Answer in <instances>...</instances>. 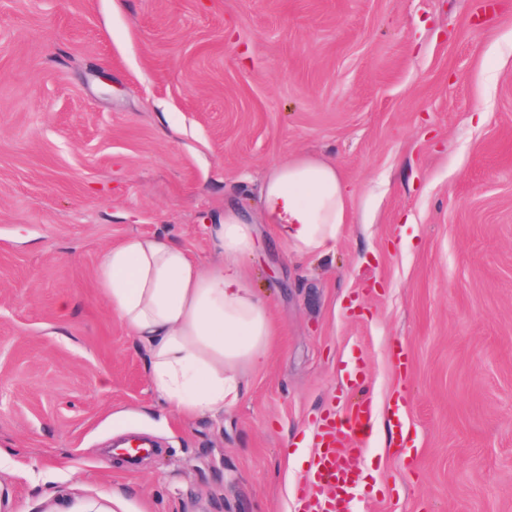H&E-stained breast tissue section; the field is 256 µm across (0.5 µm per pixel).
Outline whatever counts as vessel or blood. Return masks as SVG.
Here are the masks:
<instances>
[{
    "label": "vessel or blood",
    "mask_w": 512,
    "mask_h": 512,
    "mask_svg": "<svg viewBox=\"0 0 512 512\" xmlns=\"http://www.w3.org/2000/svg\"><path fill=\"white\" fill-rule=\"evenodd\" d=\"M374 415L368 394H360L342 419L326 418L316 430L312 470L300 483V512H350L358 474L351 463L361 454Z\"/></svg>",
    "instance_id": "b4317fda"
}]
</instances>
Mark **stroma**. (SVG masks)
I'll use <instances>...</instances> for the list:
<instances>
[{
    "instance_id": "1",
    "label": "stroma",
    "mask_w": 512,
    "mask_h": 512,
    "mask_svg": "<svg viewBox=\"0 0 512 512\" xmlns=\"http://www.w3.org/2000/svg\"><path fill=\"white\" fill-rule=\"evenodd\" d=\"M0 0V493L7 512H297L314 427L363 364L352 512H512V0ZM335 163L326 259L256 227L280 328L185 418L107 307L100 253L208 215L272 163ZM407 422L405 435L390 425Z\"/></svg>"
}]
</instances>
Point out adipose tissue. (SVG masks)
<instances>
[{
    "label": "adipose tissue",
    "mask_w": 512,
    "mask_h": 512,
    "mask_svg": "<svg viewBox=\"0 0 512 512\" xmlns=\"http://www.w3.org/2000/svg\"><path fill=\"white\" fill-rule=\"evenodd\" d=\"M349 196L333 163L294 156L265 173L254 218L233 208L211 217L209 266L160 235H130L101 253L98 286L146 351L153 392L175 412L220 414L234 405L278 333L243 270L254 225H271L295 255L325 258L349 221Z\"/></svg>",
    "instance_id": "1"
}]
</instances>
